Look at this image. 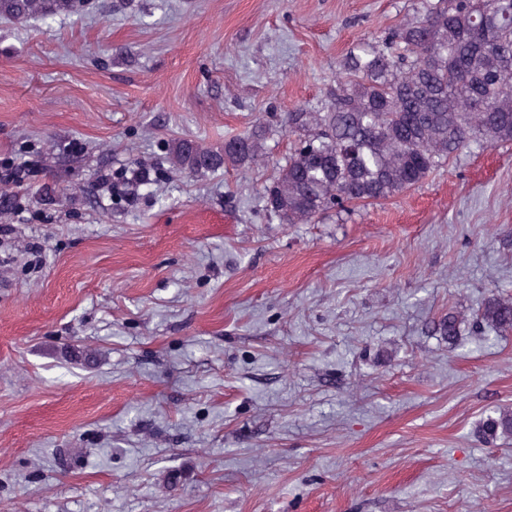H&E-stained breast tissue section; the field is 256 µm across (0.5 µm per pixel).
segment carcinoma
Returning <instances> with one entry per match:
<instances>
[{"label": "carcinoma", "instance_id": "1", "mask_svg": "<svg viewBox=\"0 0 512 512\" xmlns=\"http://www.w3.org/2000/svg\"><path fill=\"white\" fill-rule=\"evenodd\" d=\"M80 0H0V19L74 14ZM431 61L418 62L420 49ZM347 78L322 112L288 113L293 152L266 188L268 205L286 224H308L332 209L390 199L425 180L475 143L512 141V0H432L415 22L391 31L383 45L350 52ZM263 133L224 140L213 152L181 142L177 164L191 172L252 163ZM473 325L512 332V297L490 290ZM462 317L432 321V332L459 345ZM478 433L492 442L512 436V409L488 415Z\"/></svg>", "mask_w": 512, "mask_h": 512}]
</instances>
